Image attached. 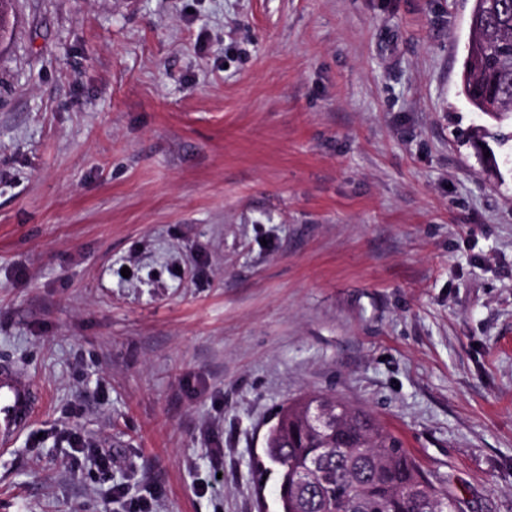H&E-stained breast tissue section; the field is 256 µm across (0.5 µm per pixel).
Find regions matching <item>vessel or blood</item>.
<instances>
[{
  "mask_svg": "<svg viewBox=\"0 0 512 512\" xmlns=\"http://www.w3.org/2000/svg\"><path fill=\"white\" fill-rule=\"evenodd\" d=\"M44 402L39 384L16 367L0 365V446L10 447L28 430Z\"/></svg>",
  "mask_w": 512,
  "mask_h": 512,
  "instance_id": "vessel-or-blood-1",
  "label": "vessel or blood"
}]
</instances>
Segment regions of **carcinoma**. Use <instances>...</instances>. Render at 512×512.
<instances>
[{
  "mask_svg": "<svg viewBox=\"0 0 512 512\" xmlns=\"http://www.w3.org/2000/svg\"><path fill=\"white\" fill-rule=\"evenodd\" d=\"M480 40L468 44L461 94L475 110L512 119V0H474ZM259 475L277 477L278 512H461L401 440L331 394L298 398L274 414Z\"/></svg>",
  "mask_w": 512,
  "mask_h": 512,
  "instance_id": "cac0c4a2",
  "label": "carcinoma"
}]
</instances>
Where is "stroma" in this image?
<instances>
[{
	"label": "stroma",
	"mask_w": 512,
	"mask_h": 512,
	"mask_svg": "<svg viewBox=\"0 0 512 512\" xmlns=\"http://www.w3.org/2000/svg\"><path fill=\"white\" fill-rule=\"evenodd\" d=\"M472 6L16 0L0 364L44 404L0 512H276L255 462L312 393L512 512V121L460 93Z\"/></svg>",
	"instance_id": "stroma-1"
}]
</instances>
